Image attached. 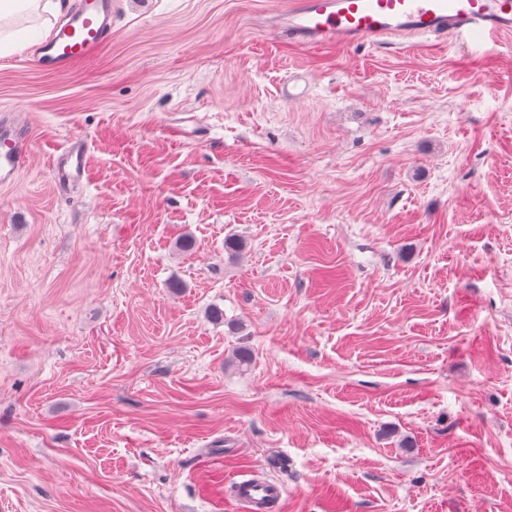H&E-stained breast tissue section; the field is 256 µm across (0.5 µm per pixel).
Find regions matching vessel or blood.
<instances>
[{"instance_id":"b4317fda","label":"vessel or blood","mask_w":512,"mask_h":512,"mask_svg":"<svg viewBox=\"0 0 512 512\" xmlns=\"http://www.w3.org/2000/svg\"><path fill=\"white\" fill-rule=\"evenodd\" d=\"M272 33L302 48L378 45L391 37L460 38L475 41L512 36V0H290L270 14ZM112 38V0H81L69 19L57 25L37 52L42 70L61 72L95 58ZM32 153V140L20 123L0 116V184L15 181ZM88 147L72 138L53 173L61 185L82 178ZM281 496L267 480L233 485V499L245 512H263Z\"/></svg>"}]
</instances>
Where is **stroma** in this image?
Wrapping results in <instances>:
<instances>
[{
    "label": "stroma",
    "mask_w": 512,
    "mask_h": 512,
    "mask_svg": "<svg viewBox=\"0 0 512 512\" xmlns=\"http://www.w3.org/2000/svg\"><path fill=\"white\" fill-rule=\"evenodd\" d=\"M114 3L88 63L0 55L33 137L0 185V512H240L246 470L280 512H512V43ZM88 147L84 139L72 138L65 147L61 161L53 163V173L56 181L61 185L69 186L82 178L87 163Z\"/></svg>",
    "instance_id": "35a3bbf8"
}]
</instances>
